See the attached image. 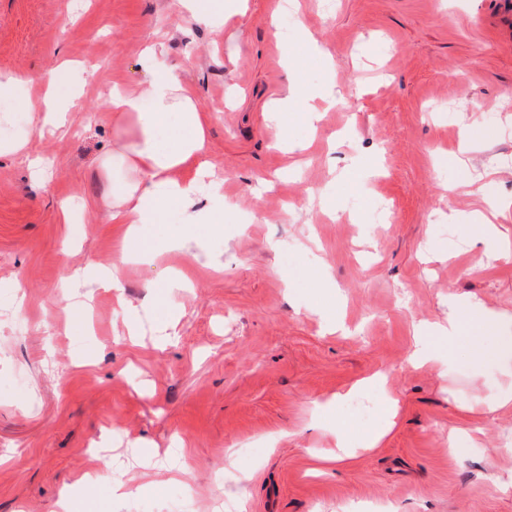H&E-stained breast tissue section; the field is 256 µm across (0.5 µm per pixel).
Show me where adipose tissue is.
Segmentation results:
<instances>
[{
    "instance_id": "adipose-tissue-1",
    "label": "adipose tissue",
    "mask_w": 512,
    "mask_h": 512,
    "mask_svg": "<svg viewBox=\"0 0 512 512\" xmlns=\"http://www.w3.org/2000/svg\"><path fill=\"white\" fill-rule=\"evenodd\" d=\"M186 21L212 31H221L226 20L241 15V0H184ZM163 49L162 42L150 43L141 55L140 63L147 76L129 89L112 90L108 110L114 122H122L129 115L137 116L139 136L121 143L112 157L127 165L137 175L136 180L118 183L112 187L116 202L109 216L110 223L123 227V247L111 267L87 265L66 269L63 288H75L93 283L121 293L118 270L122 262L141 248L144 226L161 223L170 207H179L185 224H220L224 221L223 184L203 181L206 170L205 148L207 125L210 121L197 99L196 93L184 83L177 68L157 71L156 61ZM80 89L71 77L69 65L51 71L40 93L31 92L26 82L14 74H0V100L12 104V111L0 113V125L10 124L13 112L29 113L40 129L59 130L67 123L68 112L73 111ZM332 86L315 92L291 90L288 96L273 99L271 116L280 125H287L290 115H297L306 126H314L325 106L335 104ZM208 197V206H201V197ZM476 324L482 338L493 340V349L474 345L477 359L494 357L500 363L506 383L497 398L498 405L512 402V317L504 316L479 300L448 306V319L443 324H423L419 334H435L455 340L463 321Z\"/></svg>"
}]
</instances>
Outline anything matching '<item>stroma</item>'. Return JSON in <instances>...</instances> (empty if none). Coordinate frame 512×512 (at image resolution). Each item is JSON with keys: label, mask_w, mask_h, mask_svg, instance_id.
<instances>
[{"label": "stroma", "mask_w": 512, "mask_h": 512, "mask_svg": "<svg viewBox=\"0 0 512 512\" xmlns=\"http://www.w3.org/2000/svg\"><path fill=\"white\" fill-rule=\"evenodd\" d=\"M277 0H243L221 34L178 29V0H0V72L40 85L61 60L82 64L63 133L25 112L0 128L28 138L0 156V512H512V407L495 404L496 360L474 365L476 333L454 343L447 377L409 356L415 328L478 299L512 316V254L481 242L478 194L512 234V0H299L281 15L322 57L282 62ZM165 35L158 70L184 81L219 119L206 158L224 180V224L190 225L191 247L124 268L140 315L126 333L112 291H61L65 267L110 264L122 235L106 221L123 168L103 171L118 133L102 101L145 73L140 53ZM336 84L338 105L284 153L265 104L291 85ZM46 162L35 183L28 155ZM391 219L379 223L381 204ZM321 279H314L318 268ZM189 278L168 285L170 271ZM335 299L340 330L319 317ZM181 318L159 344L166 309ZM382 374L400 399L381 448L335 464L336 418L379 423ZM346 400L335 418L318 405ZM477 430L465 453L449 428ZM158 449L137 460L133 441ZM111 466L135 495L113 501L84 476Z\"/></svg>", "instance_id": "1"}]
</instances>
